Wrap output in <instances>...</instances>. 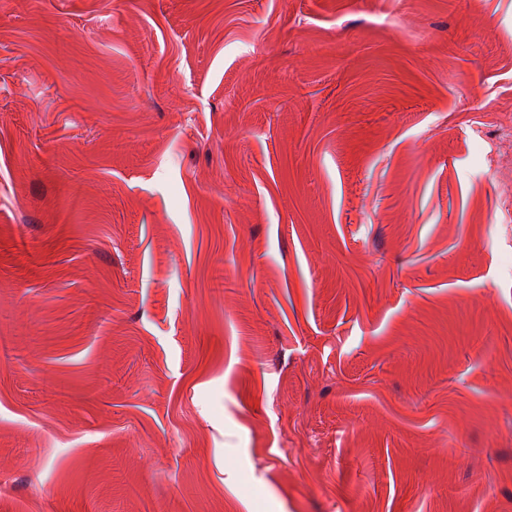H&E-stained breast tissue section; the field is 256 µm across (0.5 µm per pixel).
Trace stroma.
I'll return each instance as SVG.
<instances>
[{"instance_id":"obj_1","label":"stroma","mask_w":512,"mask_h":512,"mask_svg":"<svg viewBox=\"0 0 512 512\" xmlns=\"http://www.w3.org/2000/svg\"><path fill=\"white\" fill-rule=\"evenodd\" d=\"M0 512H512V0H0Z\"/></svg>"}]
</instances>
